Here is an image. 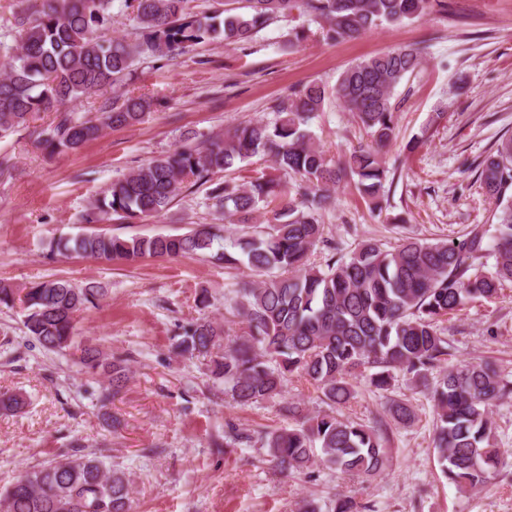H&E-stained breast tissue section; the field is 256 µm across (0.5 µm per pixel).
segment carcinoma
<instances>
[{"mask_svg": "<svg viewBox=\"0 0 512 512\" xmlns=\"http://www.w3.org/2000/svg\"><path fill=\"white\" fill-rule=\"evenodd\" d=\"M113 0H21L23 7L0 20V138L27 125L39 112L50 122L31 135L47 152L77 151L106 130L141 123L153 100L126 95L85 118L66 105L130 79L142 57L174 62L190 48L220 39L247 42L267 21L298 11L312 18L330 41L355 39L384 24L427 15L439 0H243L224 18L192 6L194 0H123L134 39L109 38ZM422 64V52L397 47L345 68L332 95L364 129L358 143L335 162L306 129L323 111L326 88L305 85L273 106L277 119L237 126L196 145H183L129 171L92 196L84 224H107L118 215L128 222L157 216L190 186L210 185L208 199L227 224H249L270 208L267 224L241 230L234 252L216 253L225 265L250 271L253 280L236 290L239 329L212 321L189 322L174 336L178 354L208 360L240 405L282 395L288 378L304 379L321 393L329 411L308 416L301 402H287L286 427L254 436L228 425L224 442L261 444L272 467L288 477L311 474L319 465L368 480L383 473L389 458L378 421L345 418L335 409L355 397L362 377L379 392L394 389L397 373L429 390L434 401L432 445L443 473L458 490L476 491L495 478L501 462L491 414L512 400V380L481 362L448 363L452 345L443 327L478 300L499 295L512 284V136L478 164L480 184L493 200L489 224H472L455 240L405 237L386 248L363 240L343 254L325 237L322 212L333 204L331 188L351 179L360 195L379 206L390 173L384 150L397 139V86ZM274 169L300 179L297 195L281 182L260 176L237 184L218 177L257 154ZM224 238L218 224H198L182 235L120 237L104 230L49 243L57 254L129 261L176 259L204 254ZM323 263L310 262L318 246ZM104 290L66 280H45L20 299L24 327L44 349L72 348L78 315L98 306ZM87 373L103 376L107 404L129 379L128 360L108 359L93 346L81 349ZM25 400L0 394V411L21 410ZM396 424L416 419L402 399H390ZM5 512H130L131 485L125 472L95 457L72 454L34 468L0 494ZM350 496L337 498L327 512H365Z\"/></svg>", "mask_w": 512, "mask_h": 512, "instance_id": "carcinoma-1", "label": "carcinoma"}]
</instances>
